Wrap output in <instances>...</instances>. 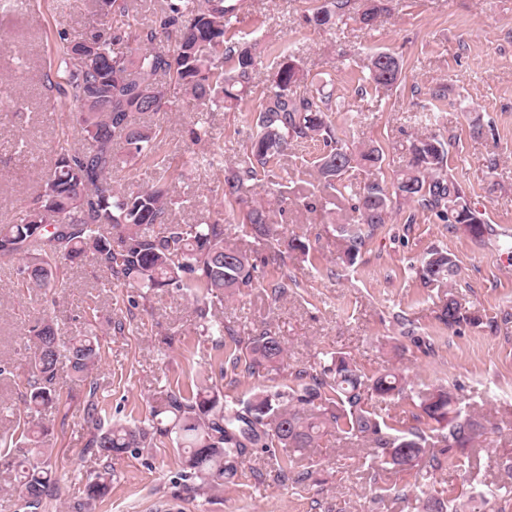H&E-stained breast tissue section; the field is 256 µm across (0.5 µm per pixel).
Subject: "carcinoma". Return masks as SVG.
I'll list each match as a JSON object with an SVG mask.
<instances>
[{
    "mask_svg": "<svg viewBox=\"0 0 512 512\" xmlns=\"http://www.w3.org/2000/svg\"><path fill=\"white\" fill-rule=\"evenodd\" d=\"M134 9V0H98L96 25L77 40L60 37L59 66L68 75L66 94L76 109L72 117L86 133L85 143L79 150L66 142L59 145L42 191L24 207L16 223L0 225V260L22 261L18 286L47 293L56 287L59 262L79 266L91 259L107 281L139 289L142 299L159 288L188 293L199 302L196 318L203 331L231 337V329L209 319L205 298L249 285L256 265L224 241V223L174 224L163 188L116 191L110 173L119 164L114 151L118 142L127 158L157 170L159 180L170 169L159 153L163 126L138 123L135 115L162 112L179 94L204 107H239L250 92L255 66L252 45L229 37L244 0H165L146 28L130 22ZM351 9L352 0H324L305 19L315 28H328ZM382 11L379 0H367L356 20L371 27ZM162 36L174 39L175 47L159 45ZM278 57L271 83L262 90L252 117L250 150L224 176V213L231 218L242 215L244 228L267 238L276 250L281 234L270 224V210L255 203L240 213L238 206L250 183L269 176L290 142L322 138L327 150L316 164L335 206L341 203L350 169L363 165L378 171L384 162L382 149L373 146L353 152L337 136L329 115L331 92L296 91L305 74L292 46H282ZM368 70L377 87H391L401 75L398 59L384 51L369 56ZM449 147V141L435 135L417 137L392 187L376 179L364 187L351 206L357 213L355 224L339 227L349 263H355L367 241L387 223L393 196L435 213L450 233L461 231L480 242L495 235L484 214L472 208L463 187L448 177ZM457 274L453 259L438 247L428 252L419 269L425 285L451 282ZM439 320L453 327L473 318L450 296ZM85 321L87 329L66 343L50 317L38 320L25 333L31 369L24 393L25 418L13 430L0 433V448L4 465L14 471L27 512H39L44 500L58 492L50 456L40 451L44 431L37 416L64 400L60 366L67 365L73 378L84 381L101 358L100 339L92 329L95 314L87 313ZM246 349L245 371L250 375L272 366L284 353L280 339L268 331L250 338ZM308 378L296 388L255 392L242 403L222 401L219 392L204 383L189 395L172 391L163 405L151 408L144 427L104 425L92 386L84 408L91 433L87 451L109 461L123 454L136 456L158 439L170 437L184 453L185 476L214 488L237 475L249 450L258 446L284 449L278 478L283 483H303L309 476L304 464L309 449L331 432L362 442L381 470H437L442 456L454 463L456 450L474 447L485 434L484 425L455 408L451 393L442 386L416 393L418 407L434 423L442 449H431L429 436L417 428L392 432L364 407V392L399 395L407 382L394 372L368 377L342 354L330 355ZM112 477L109 464L89 477L86 503L105 497Z\"/></svg>",
    "mask_w": 512,
    "mask_h": 512,
    "instance_id": "carcinoma-1",
    "label": "carcinoma"
}]
</instances>
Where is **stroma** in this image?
Returning a JSON list of instances; mask_svg holds the SVG:
<instances>
[{"instance_id": "stroma-1", "label": "stroma", "mask_w": 512, "mask_h": 512, "mask_svg": "<svg viewBox=\"0 0 512 512\" xmlns=\"http://www.w3.org/2000/svg\"><path fill=\"white\" fill-rule=\"evenodd\" d=\"M375 26L346 18L330 30L308 26L312 0H246L234 31L258 32L256 88L268 85L276 60L273 47L292 42L307 76L300 92L332 87L339 104L331 114L338 136L353 148L366 144L385 152L383 179H392L409 159L413 138L429 132L450 139L448 175L460 183L472 207L499 235L512 237V0H385ZM98 18L93 0H0V224L16 221L41 191L60 139L81 147L84 133L69 118L64 88L46 91L42 75L60 36L75 39ZM388 51L401 64L398 83L380 88L369 82L367 57ZM445 98H433L437 89ZM255 98L238 110H201L187 96L174 98L156 120L165 129L161 152L179 176L165 183L174 200L177 224L220 219L225 238L258 264L252 285L209 299L212 317L233 330L234 340L195 326V301L165 288L131 307L137 291L107 285L94 263L64 268L56 291L44 295L17 286L16 267L0 263V431L12 429L22 411L29 373L25 328L50 315L59 336L69 340L95 308L102 359L88 382L72 381L67 403L47 409L44 447L55 466L59 492L42 512H76L89 474L102 467L87 453L90 431L84 420L89 396H96L107 420L141 424L151 406L173 391L188 392L207 381L227 399H248L256 388L297 386L298 372H314L323 355L353 358L372 376L386 369L406 375L417 389L448 386L458 408L489 427L481 446L467 449L458 466L429 473L418 469L373 472L358 442L324 436L310 451L313 475L303 483L277 478L278 448H255L237 475L215 491L200 492L183 477V457L171 439L139 455L112 459V489L93 512H422L419 491L443 501H465L476 493L491 499L496 512H512V257L467 234L449 233L433 213L408 205L394 207L355 264L343 259L339 225L351 210L324 204L307 209L297 193L319 191L315 161L319 140L298 141L274 169L287 201L274 224L306 238L308 254L282 251L269 261L265 240L224 216V173L235 167L250 143ZM433 112L430 124L419 118ZM205 122L208 135L196 142L190 131ZM199 164L187 166L191 156ZM446 250L458 265L452 283L424 285L416 269L431 247ZM287 278L286 296L272 300L269 286ZM455 296L475 323L445 327L438 316ZM124 322V332L111 323ZM410 323L423 346L401 335ZM269 330L285 349L277 370L248 375L234 366L242 341ZM364 404L391 427L426 429L413 393L382 398L368 393ZM408 487L406 500L394 491Z\"/></svg>"}]
</instances>
